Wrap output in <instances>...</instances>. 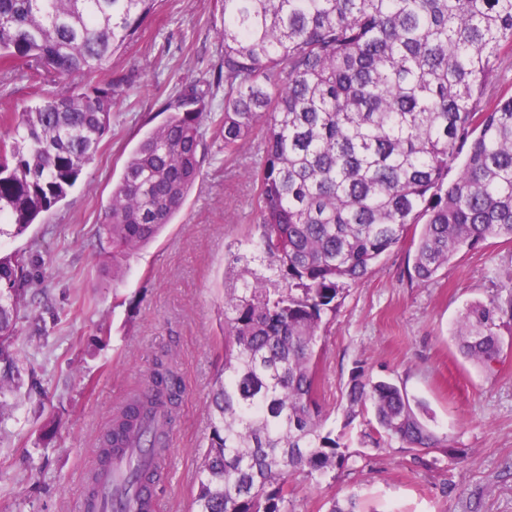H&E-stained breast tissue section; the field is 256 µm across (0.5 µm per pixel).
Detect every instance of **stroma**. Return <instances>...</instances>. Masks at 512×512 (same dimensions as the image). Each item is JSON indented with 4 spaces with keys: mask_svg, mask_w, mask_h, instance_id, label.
<instances>
[{
    "mask_svg": "<svg viewBox=\"0 0 512 512\" xmlns=\"http://www.w3.org/2000/svg\"><path fill=\"white\" fill-rule=\"evenodd\" d=\"M222 0H157L105 73L74 76L87 88L125 79L94 160L62 202L0 254L30 258L36 294L16 324L20 389L0 404V512H80L85 476L113 413L143 388L153 358L171 359L184 393L168 437L171 476L156 488L160 512H195L211 399L224 375V292L235 255L256 250L260 134L233 155L221 129L201 121V176L172 224L112 269L100 227L130 151L161 124L163 103L185 84L224 103L216 36ZM0 59V116L59 93ZM410 243L381 257L344 293L321 333L319 403L348 462L318 480L297 479L289 512H327L360 497L372 512H512V347L493 371L460 352L454 327L468 305L512 297V242L490 238L455 255L432 280H412ZM390 379L427 404L435 432L455 448L409 450L363 443L372 415L345 423L354 369Z\"/></svg>",
    "mask_w": 512,
    "mask_h": 512,
    "instance_id": "35a3bbf8",
    "label": "stroma"
}]
</instances>
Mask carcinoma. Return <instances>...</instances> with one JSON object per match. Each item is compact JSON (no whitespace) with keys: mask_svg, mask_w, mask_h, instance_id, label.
<instances>
[{"mask_svg":"<svg viewBox=\"0 0 512 512\" xmlns=\"http://www.w3.org/2000/svg\"><path fill=\"white\" fill-rule=\"evenodd\" d=\"M156 0H0V59L59 79L104 72ZM221 127L233 154L262 131L258 248L224 296V379L197 512H288L296 476L347 461L322 430L318 333L338 299L406 238L427 282L462 250L512 241V95L483 106L494 62L512 51V0H224ZM121 82L23 105L0 119V236H19L65 200L109 130ZM129 153L103 230L112 262L172 223L200 175L206 93L182 89ZM454 178H448L451 171ZM27 257L0 256V395L16 385L11 352L31 281ZM512 299L466 309L459 348L488 370L503 351ZM180 386L156 362L112 417L95 470L119 448H163ZM347 417L372 412L365 438L409 449L450 446L405 387L355 370Z\"/></svg>","mask_w":512,"mask_h":512,"instance_id":"cac0c4a2","label":"carcinoma"}]
</instances>
